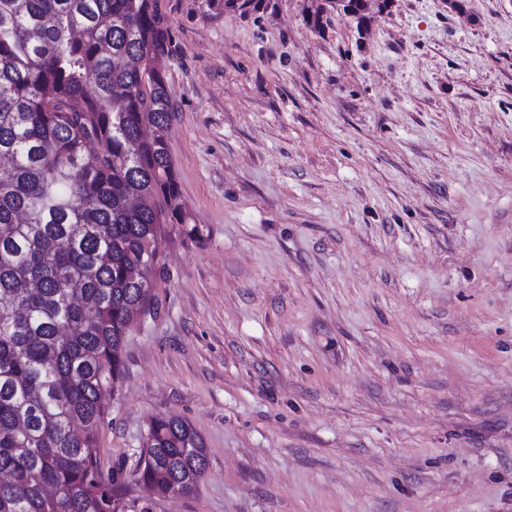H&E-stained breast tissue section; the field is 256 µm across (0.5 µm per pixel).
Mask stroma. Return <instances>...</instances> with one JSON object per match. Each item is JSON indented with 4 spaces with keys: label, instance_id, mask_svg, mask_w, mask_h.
Segmentation results:
<instances>
[{
    "label": "stroma",
    "instance_id": "obj_1",
    "mask_svg": "<svg viewBox=\"0 0 512 512\" xmlns=\"http://www.w3.org/2000/svg\"><path fill=\"white\" fill-rule=\"evenodd\" d=\"M161 0L163 239L99 431L130 512H512V0ZM208 450L138 484L150 420ZM140 458L139 481L155 496H167L176 485L196 491L207 466V448L184 419L157 416L148 428ZM144 460V464H142ZM186 494L176 491L174 495Z\"/></svg>",
    "mask_w": 512,
    "mask_h": 512
}]
</instances>
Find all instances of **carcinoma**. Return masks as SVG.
Here are the masks:
<instances>
[{
  "label": "carcinoma",
  "mask_w": 512,
  "mask_h": 512,
  "mask_svg": "<svg viewBox=\"0 0 512 512\" xmlns=\"http://www.w3.org/2000/svg\"><path fill=\"white\" fill-rule=\"evenodd\" d=\"M245 16L268 0H221ZM160 0H0V512H113L98 457L129 327L155 305L159 242L199 240L169 152ZM139 481L194 492L207 466L176 416Z\"/></svg>",
  "instance_id": "1"
}]
</instances>
